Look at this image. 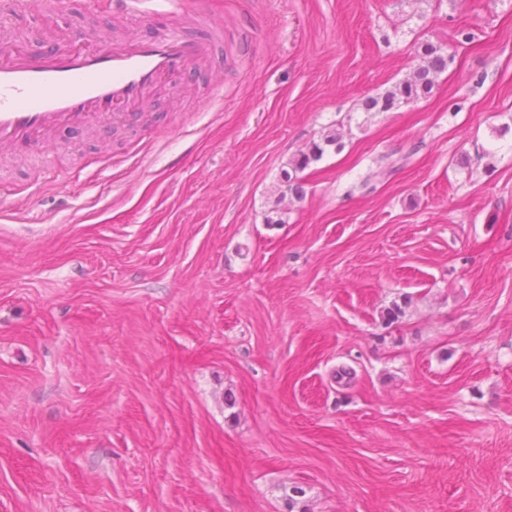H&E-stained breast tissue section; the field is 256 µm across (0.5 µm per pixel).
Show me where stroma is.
Instances as JSON below:
<instances>
[{"label": "stroma", "mask_w": 512, "mask_h": 512, "mask_svg": "<svg viewBox=\"0 0 512 512\" xmlns=\"http://www.w3.org/2000/svg\"><path fill=\"white\" fill-rule=\"evenodd\" d=\"M213 12L150 115L0 149V512H512V0ZM426 40L433 94L362 112ZM343 132L338 128L328 130L322 139V143H313L312 147L306 153H302L299 157L294 158L288 162V171L284 172V183L288 191L297 192L302 191L301 181L302 173L310 167L314 162L319 161L326 148H333L340 151L344 143Z\"/></svg>", "instance_id": "35a3bbf8"}]
</instances>
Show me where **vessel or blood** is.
<instances>
[{
    "instance_id": "obj_1",
    "label": "vessel or blood",
    "mask_w": 512,
    "mask_h": 512,
    "mask_svg": "<svg viewBox=\"0 0 512 512\" xmlns=\"http://www.w3.org/2000/svg\"><path fill=\"white\" fill-rule=\"evenodd\" d=\"M69 0H0V18L21 9L60 11ZM139 0H85L91 11L137 19ZM175 25L139 39L89 42L73 33L65 43L38 51L0 48V149L51 144L64 130L107 128L115 111H148L153 91L206 64L223 24L211 0H170ZM206 30L196 38L185 25Z\"/></svg>"
}]
</instances>
